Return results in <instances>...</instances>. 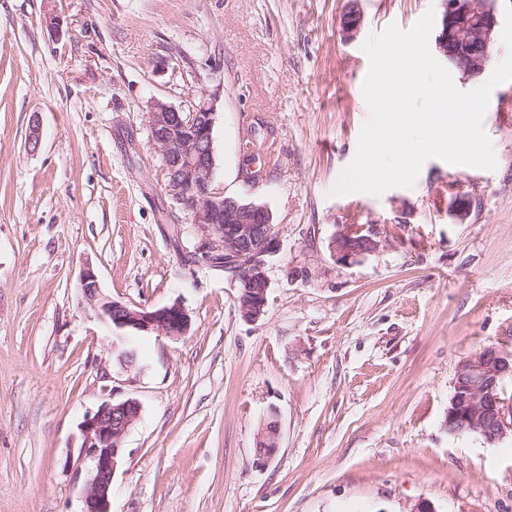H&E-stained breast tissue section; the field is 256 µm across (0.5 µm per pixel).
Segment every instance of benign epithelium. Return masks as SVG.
<instances>
[{
    "mask_svg": "<svg viewBox=\"0 0 512 512\" xmlns=\"http://www.w3.org/2000/svg\"><path fill=\"white\" fill-rule=\"evenodd\" d=\"M444 4L436 50L453 62L463 78L477 79L492 58L497 13L489 0H444ZM361 24L359 0H349L341 23L343 39L357 37ZM213 116V106L204 99L187 112L155 100L149 112L152 139L163 157L168 195L208 229L199 253L224 255V270L232 274L239 290V312L244 320L255 322L265 313L270 288L268 259L279 251L280 232L266 206L214 188ZM378 246L371 232L355 225L342 226L332 240L333 255L341 264L368 255ZM80 290L100 320L119 332L112 340V350L118 352L124 372L141 371L135 346L138 338L151 334L174 338L188 331L190 318L180 304L148 309L113 301L102 294L98 277L89 266L81 274ZM507 376H512V355L494 346L462 360L448 404V433L475 432L489 442L511 435L512 402L503 398L500 387ZM139 415V403L126 399L100 406L80 423V443L68 463H76L77 474H86L82 512H110L112 480L123 454V441ZM279 440L280 426L272 409L257 434V442L270 452L259 457L272 458Z\"/></svg>",
    "mask_w": 512,
    "mask_h": 512,
    "instance_id": "7a95c632",
    "label": "benign epithelium"
}]
</instances>
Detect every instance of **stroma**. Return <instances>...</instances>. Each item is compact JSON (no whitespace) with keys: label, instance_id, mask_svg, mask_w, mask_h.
Here are the masks:
<instances>
[{"label":"stroma","instance_id":"obj_1","mask_svg":"<svg viewBox=\"0 0 512 512\" xmlns=\"http://www.w3.org/2000/svg\"><path fill=\"white\" fill-rule=\"evenodd\" d=\"M346 4L0 0V512H81L68 450L87 413L129 398L111 512H512V436L445 426L459 362L512 354V80L484 116L495 169L430 158L414 188L330 196L369 117L363 43L443 10L360 0L347 42ZM157 99L212 103L215 188L272 213L258 321L230 276L189 262L207 232L165 190ZM245 128L265 147L252 181ZM346 224L379 246L342 265ZM88 265L114 301L187 311L186 335L139 340L144 372L117 366ZM359 0H350L347 10L343 14L341 31L345 41H351L357 37L361 24L362 13L359 8ZM280 426L277 420L276 411L270 410L266 423L257 434V447L262 443L264 447L271 448L270 452L262 453L264 448H256L258 456L263 460L271 459L279 447ZM260 447V446H259Z\"/></svg>","mask_w":512,"mask_h":512}]
</instances>
